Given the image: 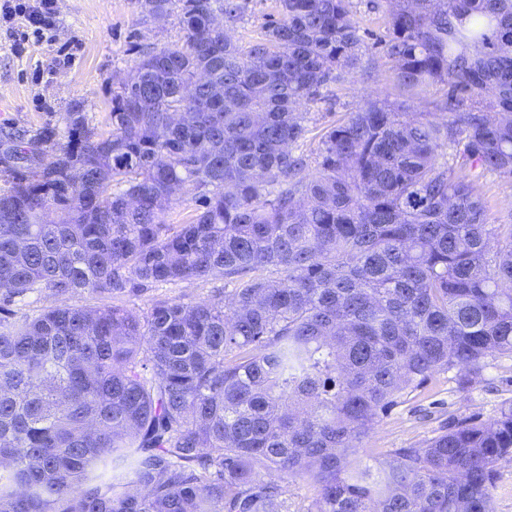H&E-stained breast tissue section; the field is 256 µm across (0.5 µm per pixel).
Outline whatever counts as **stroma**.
<instances>
[{
    "label": "stroma",
    "instance_id": "stroma-1",
    "mask_svg": "<svg viewBox=\"0 0 512 512\" xmlns=\"http://www.w3.org/2000/svg\"><path fill=\"white\" fill-rule=\"evenodd\" d=\"M57 26L52 44H35L26 53L12 50L13 39L0 23V128H27L60 112L76 100L84 101L95 124H103L111 107L112 89L124 81L133 65V43L159 46L178 42L175 18L154 19L141 14L137 0H56ZM75 46V60L58 64L59 51ZM372 79L353 77L332 87L325 100L308 105L307 150H315L327 125L341 120L368 97H397L392 73L384 59H376ZM481 192L489 204V221L512 224V182L485 174ZM224 289L220 281L161 284L136 299L148 308L155 299L209 300ZM512 404V358L488 359L481 378L461 385L454 373L437 374L426 388L412 392L384 417L361 442L360 453L372 458L376 449L421 445L447 432L459 419L486 422Z\"/></svg>",
    "mask_w": 512,
    "mask_h": 512
}]
</instances>
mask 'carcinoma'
<instances>
[{"mask_svg":"<svg viewBox=\"0 0 512 512\" xmlns=\"http://www.w3.org/2000/svg\"><path fill=\"white\" fill-rule=\"evenodd\" d=\"M387 2L402 97L313 161L300 107L373 74L350 0H275L245 46L240 0H138L183 40L132 45L108 130L82 101L0 129V512H288L297 479L307 512H495L512 405L372 463L359 442L436 374L512 357V224L479 190L512 179V0ZM209 279L230 298L130 305ZM42 293L108 302L14 309ZM312 492L301 482L285 484L283 498L288 501V512H305L311 500Z\"/></svg>","mask_w":512,"mask_h":512,"instance_id":"1","label":"carcinoma"}]
</instances>
